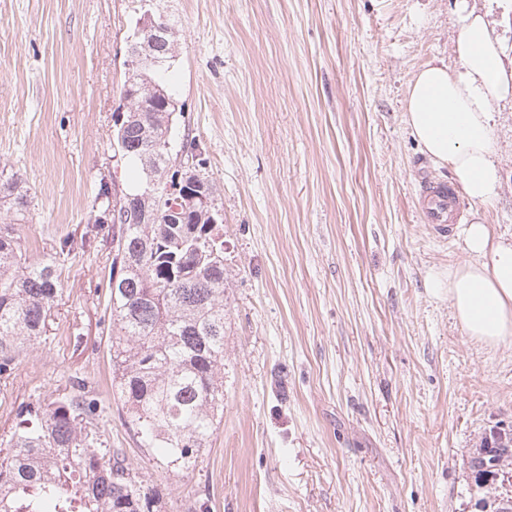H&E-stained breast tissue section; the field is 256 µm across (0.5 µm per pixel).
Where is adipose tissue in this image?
Here are the masks:
<instances>
[{"label":"adipose tissue","mask_w":512,"mask_h":512,"mask_svg":"<svg viewBox=\"0 0 512 512\" xmlns=\"http://www.w3.org/2000/svg\"><path fill=\"white\" fill-rule=\"evenodd\" d=\"M457 69L430 63L406 98V122L435 165L451 169L459 193L489 203L498 195L493 102L512 99V74L481 15L461 11ZM471 263L449 270L448 297L468 336L495 346L512 337V239L494 238L482 220L464 229Z\"/></svg>","instance_id":"obj_1"}]
</instances>
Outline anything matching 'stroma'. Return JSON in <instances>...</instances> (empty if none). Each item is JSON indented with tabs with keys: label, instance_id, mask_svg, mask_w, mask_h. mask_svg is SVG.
<instances>
[{
	"label": "stroma",
	"instance_id": "35a3bbf8",
	"mask_svg": "<svg viewBox=\"0 0 512 512\" xmlns=\"http://www.w3.org/2000/svg\"><path fill=\"white\" fill-rule=\"evenodd\" d=\"M485 14L512 72V0H153L224 229V414L172 475L112 394V227L128 184L112 132L142 0H0V167L34 199L26 255H60L46 335L0 376V444L25 406L82 378L95 424L157 512H475L467 460L512 429V337L464 332L435 276L470 260L462 227L512 234V106L494 109L493 204L451 235L416 206L453 181L406 124L429 62L457 67L460 6Z\"/></svg>",
	"mask_w": 512,
	"mask_h": 512
}]
</instances>
